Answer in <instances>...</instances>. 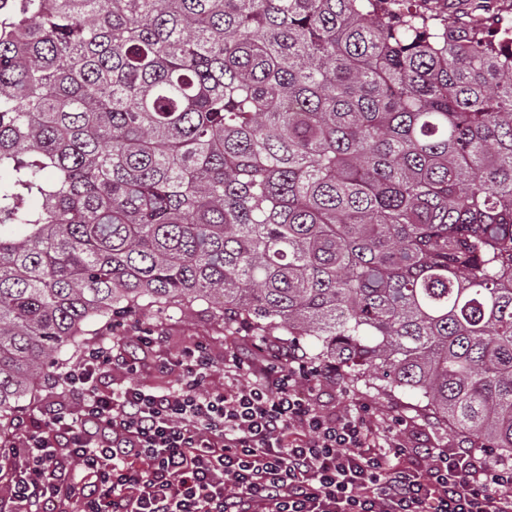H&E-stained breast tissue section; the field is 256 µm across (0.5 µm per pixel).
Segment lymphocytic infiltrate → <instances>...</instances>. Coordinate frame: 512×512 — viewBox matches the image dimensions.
<instances>
[{"label": "lymphocytic infiltrate", "instance_id": "obj_1", "mask_svg": "<svg viewBox=\"0 0 512 512\" xmlns=\"http://www.w3.org/2000/svg\"><path fill=\"white\" fill-rule=\"evenodd\" d=\"M139 358L98 345L54 388L74 402L0 448V512H512V464L474 449L411 448L368 411L325 413L330 371L297 349L224 355L206 344L159 361L178 381L134 383ZM129 376L104 392V371Z\"/></svg>", "mask_w": 512, "mask_h": 512}]
</instances>
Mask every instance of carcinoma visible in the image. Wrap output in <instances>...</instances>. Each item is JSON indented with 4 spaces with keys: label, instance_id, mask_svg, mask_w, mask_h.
<instances>
[{
    "label": "carcinoma",
    "instance_id": "1",
    "mask_svg": "<svg viewBox=\"0 0 512 512\" xmlns=\"http://www.w3.org/2000/svg\"><path fill=\"white\" fill-rule=\"evenodd\" d=\"M401 2L0 0V435L202 302L512 456V19Z\"/></svg>",
    "mask_w": 512,
    "mask_h": 512
}]
</instances>
